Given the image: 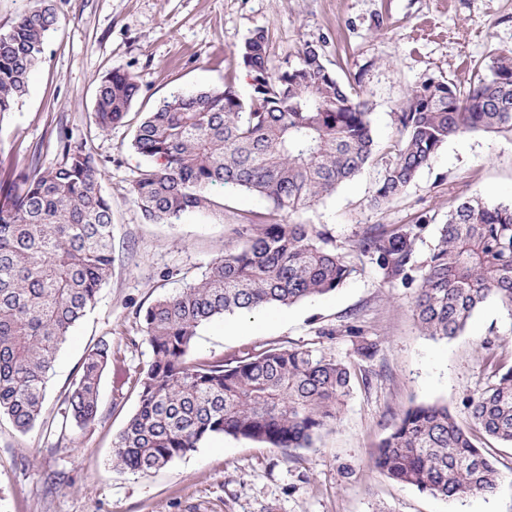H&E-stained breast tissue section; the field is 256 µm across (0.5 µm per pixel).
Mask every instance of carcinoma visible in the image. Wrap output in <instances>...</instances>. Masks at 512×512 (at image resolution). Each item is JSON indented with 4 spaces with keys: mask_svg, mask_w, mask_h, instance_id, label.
Returning a JSON list of instances; mask_svg holds the SVG:
<instances>
[{
    "mask_svg": "<svg viewBox=\"0 0 512 512\" xmlns=\"http://www.w3.org/2000/svg\"><path fill=\"white\" fill-rule=\"evenodd\" d=\"M56 16L49 0L0 30V118L27 91ZM258 30L239 49L252 93L230 85L176 93L137 127L132 148L154 165L140 170L132 194L154 223L215 206L219 185L250 192L275 214L290 216L331 195L373 161L368 101L349 92L310 42L294 67L268 65ZM137 79L105 76L93 120L102 131L127 115ZM398 139L380 158L374 204L411 185L449 138L469 132L512 135V48H499L484 74L462 91L428 79L411 88L396 113ZM95 157L63 146L62 160L34 163L22 187L0 201V415L19 432L41 416L46 386L71 328L91 309L112 275V204ZM427 218L390 229L369 227L355 243L388 276L406 284L421 269L413 312L435 340L463 333L490 301L512 312V206L465 198L448 210L435 251L417 266L414 245ZM356 272L326 247L312 224L251 225L241 246L215 259L179 291L138 313L153 357L136 380L139 402L115 442L112 465L148 473L195 450L215 434L273 447L310 448L337 422L352 387L351 367L311 350L270 347L232 360L191 363L197 328L225 315L290 307L327 295ZM496 380L469 394L474 427L448 405L409 407L378 445L374 465L397 483L448 500L492 494L500 475L473 428L512 444V356L485 346ZM112 345L98 341L65 399L63 422L86 427L99 413V385Z\"/></svg>",
    "mask_w": 512,
    "mask_h": 512,
    "instance_id": "1",
    "label": "carcinoma"
}]
</instances>
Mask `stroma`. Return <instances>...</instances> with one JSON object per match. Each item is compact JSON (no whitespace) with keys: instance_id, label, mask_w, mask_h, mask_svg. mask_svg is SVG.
I'll return each mask as SVG.
<instances>
[{"instance_id":"stroma-1","label":"stroma","mask_w":512,"mask_h":512,"mask_svg":"<svg viewBox=\"0 0 512 512\" xmlns=\"http://www.w3.org/2000/svg\"><path fill=\"white\" fill-rule=\"evenodd\" d=\"M57 24L26 94L0 120V184L20 182L33 159L61 160L64 143L85 146L112 202V276L61 348L39 422L17 431L0 417V512H512V445L481 435L502 481L491 494L448 501L396 483L373 458L408 407L446 403L469 425L466 396L493 382L485 341L512 352V315L486 304L452 340L425 336L413 314L417 287L388 279L355 253L371 226L428 225L415 245L425 262L455 199L512 206V138L452 137L402 195L376 207L379 168L368 165L333 194L297 214L316 225L356 273L335 292L290 307L217 318L197 330L192 357L254 348H300L351 364L353 389L339 421L313 447L285 451L215 435L165 467L134 474L112 467L114 442L138 404L136 380L152 359L138 312L174 293L234 250L243 224L271 220L266 201L214 188L213 211L173 224L147 221L132 181L148 161L131 147L136 125L175 92L232 83L240 98L251 77L237 55L256 31L268 36L273 69L298 65L310 42L336 77L372 110L377 153L396 137L394 114L410 87L433 79L467 89L494 49L512 47V0H52ZM138 77L139 96L124 123L99 131L91 121L96 89L113 72ZM237 326L224 331L225 323ZM372 357L355 351L358 337ZM114 359L99 387V415L84 428L64 425L60 405L84 354L99 340Z\"/></svg>"}]
</instances>
